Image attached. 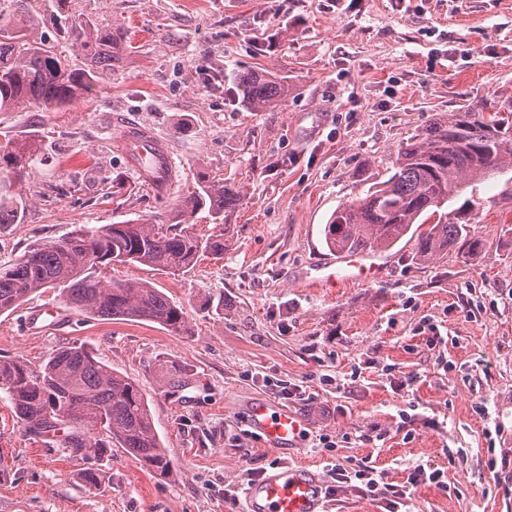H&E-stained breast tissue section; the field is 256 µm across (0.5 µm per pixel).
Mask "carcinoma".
<instances>
[{
	"instance_id": "1",
	"label": "carcinoma",
	"mask_w": 512,
	"mask_h": 512,
	"mask_svg": "<svg viewBox=\"0 0 512 512\" xmlns=\"http://www.w3.org/2000/svg\"><path fill=\"white\" fill-rule=\"evenodd\" d=\"M74 0H0V112L37 107L64 108L112 72L122 39L110 21H100L72 8ZM49 17L54 40L38 36L40 18ZM77 52L84 66L68 59ZM244 105L262 112L288 94V85L251 71L239 78ZM498 116L467 109L436 117L402 145L394 173L373 182L364 196L336 210L324 227L327 248L372 254L404 239L416 242V257L427 264L450 251L474 250L479 240L445 212L473 180L512 169V130ZM40 148L25 139L0 145V224H14L27 200L12 191L38 157ZM240 188L202 175L172 221L163 224L127 220L97 229L82 228L58 241L26 251L0 265V314L10 312L40 291L58 289L67 304L88 314L124 321L153 322L172 334L188 330L184 307L146 283L108 280L102 273L115 264H140L170 273L193 268L200 255L224 254V239L205 241L186 225L199 211L216 223L240 201ZM438 216L424 227L422 217ZM0 391L7 394L18 420L35 435L68 427L67 448L84 451L89 465L79 474L85 485L101 486L98 460L112 444L123 448L141 467L169 474L172 462L155 433L147 399L132 379L96 360L82 344L57 351L41 371L19 359H0Z\"/></svg>"
}]
</instances>
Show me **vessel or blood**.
Here are the masks:
<instances>
[{"label":"vessel or blood","mask_w":512,"mask_h":512,"mask_svg":"<svg viewBox=\"0 0 512 512\" xmlns=\"http://www.w3.org/2000/svg\"><path fill=\"white\" fill-rule=\"evenodd\" d=\"M386 271L383 259L362 254L326 259L313 278L319 285H332L340 278L373 282ZM253 433L277 454L299 448L309 441L312 430L296 411L270 399H258L246 408ZM327 483L311 466L275 463L261 471L242 490L241 512H326Z\"/></svg>","instance_id":"1"}]
</instances>
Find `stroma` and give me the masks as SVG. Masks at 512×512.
I'll return each instance as SVG.
<instances>
[{
    "label": "stroma",
    "mask_w": 512,
    "mask_h": 512,
    "mask_svg": "<svg viewBox=\"0 0 512 512\" xmlns=\"http://www.w3.org/2000/svg\"><path fill=\"white\" fill-rule=\"evenodd\" d=\"M75 3L123 29L124 51L85 99L0 112V144L35 135L42 148L17 185L30 200L21 222L0 224V264L78 227L168 223L202 171L242 196L223 223L201 212L190 226L223 237V255L176 275L139 264L109 271L182 305L187 333L86 314L54 290L0 314L2 359L37 372L82 343L136 381L173 464L162 478L116 447L99 462L104 484L87 488L82 455L62 447V433L30 434L0 391V512H225V484L277 460L244 424L247 402L270 397L274 378L305 384L308 400L290 406L314 434L355 439L335 453L304 445L294 461L323 472L334 457L369 455L402 481L430 460L461 494L420 488L416 512H512V492L486 466L490 445L512 453V171L465 192L478 250L420 265L401 245L386 251L382 281L304 285L328 253L332 213L387 178L429 120L482 102L512 111V0ZM251 70L285 81L287 97L248 111L236 81ZM134 124L168 147L174 174L162 192L116 146ZM425 319L448 334L449 369L415 334ZM356 364V384L320 380ZM384 364L422 378L392 391ZM177 373L182 384L169 385ZM403 410L415 415L410 441L396 430ZM374 422L389 433L379 449L357 440Z\"/></svg>",
    "instance_id": "35a3bbf8"
}]
</instances>
